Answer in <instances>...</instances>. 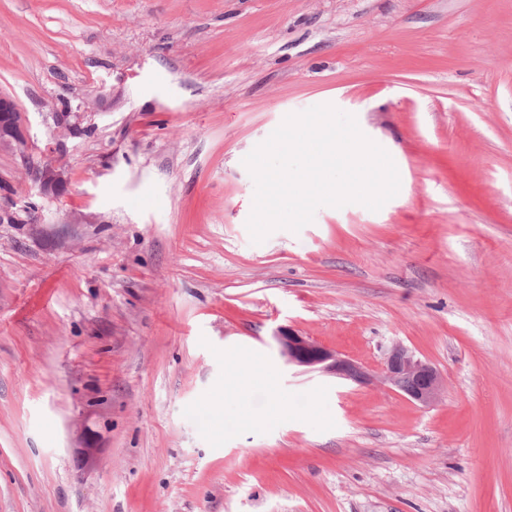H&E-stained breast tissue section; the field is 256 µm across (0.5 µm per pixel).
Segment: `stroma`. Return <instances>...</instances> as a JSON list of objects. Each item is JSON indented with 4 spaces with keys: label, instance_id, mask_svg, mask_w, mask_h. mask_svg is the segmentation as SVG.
I'll use <instances>...</instances> for the list:
<instances>
[{
    "label": "stroma",
    "instance_id": "stroma-1",
    "mask_svg": "<svg viewBox=\"0 0 512 512\" xmlns=\"http://www.w3.org/2000/svg\"><path fill=\"white\" fill-rule=\"evenodd\" d=\"M1 94L69 192L0 147V512H512V0H0ZM321 104L400 190L254 243L243 160ZM288 364L310 367L356 384L379 379L396 388L409 401L431 406L440 396L445 376L426 361L396 344L381 367L373 372L366 366L343 357L337 351L288 329L273 336Z\"/></svg>",
    "mask_w": 512,
    "mask_h": 512
}]
</instances>
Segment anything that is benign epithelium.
Segmentation results:
<instances>
[{
  "label": "benign epithelium",
  "instance_id": "7a95c632",
  "mask_svg": "<svg viewBox=\"0 0 512 512\" xmlns=\"http://www.w3.org/2000/svg\"><path fill=\"white\" fill-rule=\"evenodd\" d=\"M0 146H9L23 157L27 174L41 195L60 199L68 193L69 180L59 164L30 157L26 118L7 95H0ZM274 339L290 364L318 369L356 384H368L378 379L396 388L406 399L423 406L432 405L445 385V376L440 371L401 344L394 345L381 367L373 372L337 351L291 331L280 330Z\"/></svg>",
  "mask_w": 512,
  "mask_h": 512
}]
</instances>
